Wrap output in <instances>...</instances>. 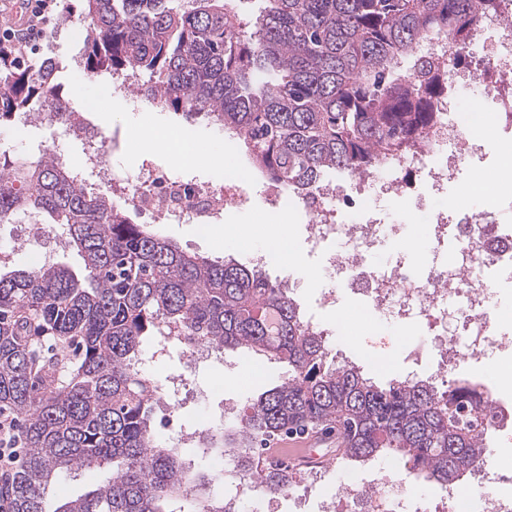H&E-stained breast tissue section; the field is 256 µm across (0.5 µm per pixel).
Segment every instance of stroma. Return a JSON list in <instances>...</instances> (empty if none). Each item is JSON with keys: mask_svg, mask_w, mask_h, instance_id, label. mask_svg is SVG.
I'll return each mask as SVG.
<instances>
[{"mask_svg": "<svg viewBox=\"0 0 512 512\" xmlns=\"http://www.w3.org/2000/svg\"><path fill=\"white\" fill-rule=\"evenodd\" d=\"M62 12L54 13L48 20L46 28L56 34L55 39L44 40L38 53L20 57L21 65L38 66L42 57L55 54L61 61L62 68L58 74V82L63 95L68 99L72 111L88 114L91 123L97 127L101 143L109 154L129 172L138 171L142 165L152 164L164 170H171L172 164L165 153L140 151L132 137L131 126L138 121L154 125L169 122L189 123L196 141L203 149L222 154L226 167H245L247 159L237 144L225 137L215 134L206 128L204 122H187L179 112L155 106L142 107L130 101H119L112 97H102L97 101L96 112H88L83 97L77 96L76 87H85L87 93H95L105 87L107 75L90 76L81 67L82 40L72 39L69 30L60 29L63 12H70L73 18H80L83 11L82 0H62ZM60 128L45 126H13L0 128V163L23 155L30 159H38L40 153L56 151L60 139ZM476 174L463 173L459 183L449 186L447 193L429 197L427 209L431 211H454L459 207H477L495 212L499 215L512 216V199L505 200L496 193L479 197L470 193L471 185L476 181ZM266 182L254 177L247 184V192L251 205L245 209H230L224 214L222 224L216 225L209 233H199L196 225L191 223L170 224L165 226L163 233L173 238L180 247L190 253H197L213 259L228 257L244 260L245 245L226 241L225 227L232 223L250 225L251 237L255 240H266V225L272 218L265 206ZM426 209V210H427ZM62 231L53 224L39 227V246L24 249L13 260L15 266L35 270L42 266L40 248L50 249L53 262L68 266L74 271H81L83 262L76 252L65 248L61 242ZM293 245L300 262L295 266L284 265L278 259H271L264 274L270 280L288 276L297 281L298 286L293 296L301 310H313L323 324H335L337 318H344L349 339L345 345L334 347L332 354L335 361L349 360L362 367L365 375L372 380L384 383L392 379H428L433 372V354L415 358L409 356L407 348L419 343L421 332L411 329L408 335L395 337L386 327L377 326L369 311L363 308L353 295L344 288L336 291L335 306L321 309L317 299L321 292L328 288L329 283L324 275L323 263L318 255L310 254L302 241L301 228L293 230ZM381 351L386 359L385 368L373 366L374 351ZM141 367L146 376L154 379L158 385H165L167 379L175 374L184 375L197 396L191 402L173 409L170 428H156L157 437L171 446H179L180 429L196 426L199 419L207 413H215L216 405L207 400L206 395L216 378L230 377V384L225 385L224 395L238 402H246L248 398L277 383L285 374L282 364L265 361L253 363L246 352H226L224 362L219 366H194L188 359L186 350L166 349L154 340H147L142 349ZM254 367L255 376L250 381H241L240 375L246 367ZM371 468H346L325 472L323 480L309 484L308 472H297L294 478L295 488H308V512H317L321 501L333 497L341 484L358 477H369Z\"/></svg>", "mask_w": 512, "mask_h": 512, "instance_id": "35a3bbf8", "label": "stroma"}]
</instances>
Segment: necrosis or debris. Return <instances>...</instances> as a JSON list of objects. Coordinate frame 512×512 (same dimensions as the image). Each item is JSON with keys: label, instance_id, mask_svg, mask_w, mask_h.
Returning <instances> with one entry per match:
<instances>
[{"label": "necrosis or debris", "instance_id": "4bbe7bcc", "mask_svg": "<svg viewBox=\"0 0 512 512\" xmlns=\"http://www.w3.org/2000/svg\"><path fill=\"white\" fill-rule=\"evenodd\" d=\"M474 41L481 48L479 95L497 103L499 134L511 147L512 0H498L494 11L480 13ZM64 127L83 144L79 163L70 166L76 179L95 173L100 184L147 213L151 223L190 222L205 233L221 223L225 209L249 203L237 178L216 185L149 166L132 174L111 162L90 126L71 115ZM473 128L472 116L447 109L423 145L381 159L373 172L326 181L296 197L274 184L265 191L269 209L297 203L304 214L305 242L311 249H325L324 270L332 288L322 293L323 304L334 303V286H343L396 333L424 327L426 347L439 356L435 377L441 381L461 362L512 353V337L502 330L512 314L489 306L497 286L495 271L512 267V226L486 210L434 211L427 223L431 262L415 269L401 259L374 266L370 258L384 234L404 238L406 226L384 227L368 203L394 196L414 200L420 210L427 196L447 192L458 181L462 164L479 167L487 158L485 145L471 135ZM449 243L454 251L446 260L442 252ZM404 493L402 482L385 469L373 480L341 486L338 498L323 503L321 512H447L435 499H408Z\"/></svg>", "mask_w": 512, "mask_h": 512}]
</instances>
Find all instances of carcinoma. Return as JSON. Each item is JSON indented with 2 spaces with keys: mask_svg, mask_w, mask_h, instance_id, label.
<instances>
[{
  "mask_svg": "<svg viewBox=\"0 0 512 512\" xmlns=\"http://www.w3.org/2000/svg\"><path fill=\"white\" fill-rule=\"evenodd\" d=\"M83 2L85 71L137 72L139 96L204 117L244 145L252 171L301 194L421 143L440 119L448 62L466 59L478 15L498 0H252L248 22L242 0ZM437 36L454 53L414 70ZM58 71L52 56L29 69L0 45V125L67 106ZM18 214L62 226L84 275L0 265V413L22 418L25 434L0 486L10 512H169L182 495L224 512L214 491L224 474L194 459L229 456L264 492L285 494L292 473L262 465L271 442L337 424L345 445L325 454L338 463L401 456L445 487L482 466L489 430L474 427L472 401L490 410L492 399L480 384H377L354 363L328 365L325 337L288 289L133 223L53 154L0 170V222ZM164 329L287 370L194 448H162L151 428L159 386L137 356ZM99 469L109 475L87 492L49 503L62 477Z\"/></svg>",
  "mask_w": 512,
  "mask_h": 512,
  "instance_id": "1",
  "label": "carcinoma"
}]
</instances>
